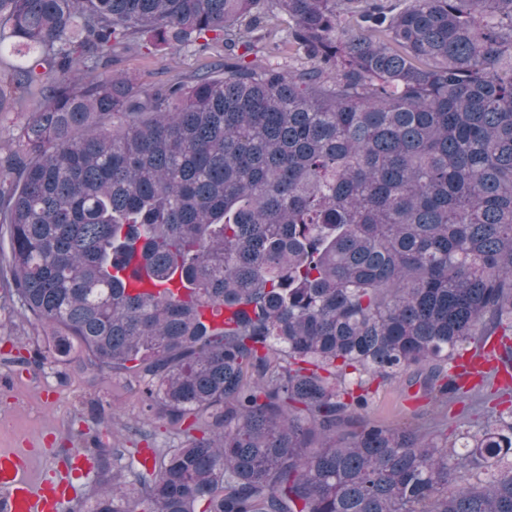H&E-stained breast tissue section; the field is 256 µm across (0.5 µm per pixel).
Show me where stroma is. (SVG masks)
Returning <instances> with one entry per match:
<instances>
[{"mask_svg": "<svg viewBox=\"0 0 512 512\" xmlns=\"http://www.w3.org/2000/svg\"><path fill=\"white\" fill-rule=\"evenodd\" d=\"M210 54H127L112 64L151 86L180 76L186 79ZM11 303L0 297V322L12 321L15 340L0 343V448H26L37 478L67 481L85 495L96 478L93 464L66 465V453L84 452L92 435L111 432L127 448H173L179 443L167 426L150 418L141 403L140 384L129 376L83 373L73 367L40 363L34 351L42 339L28 322L10 316ZM425 406L406 387H379L368 415L383 424L417 423Z\"/></svg>", "mask_w": 512, "mask_h": 512, "instance_id": "35a3bbf8", "label": "stroma"}]
</instances>
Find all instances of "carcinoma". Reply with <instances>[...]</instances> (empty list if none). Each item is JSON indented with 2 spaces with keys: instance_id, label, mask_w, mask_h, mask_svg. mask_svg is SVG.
<instances>
[{
  "instance_id": "1",
  "label": "carcinoma",
  "mask_w": 512,
  "mask_h": 512,
  "mask_svg": "<svg viewBox=\"0 0 512 512\" xmlns=\"http://www.w3.org/2000/svg\"><path fill=\"white\" fill-rule=\"evenodd\" d=\"M5 48L36 357L139 378L182 436H93L73 512H512L511 399L474 433L367 418L377 380L471 399L486 340L512 375V0H0ZM217 48L189 85L109 72Z\"/></svg>"
}]
</instances>
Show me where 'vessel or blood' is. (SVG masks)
I'll use <instances>...</instances> for the list:
<instances>
[{
	"label": "vessel or blood",
	"mask_w": 512,
	"mask_h": 512,
	"mask_svg": "<svg viewBox=\"0 0 512 512\" xmlns=\"http://www.w3.org/2000/svg\"><path fill=\"white\" fill-rule=\"evenodd\" d=\"M69 493L66 485L33 479L24 449L0 450V512H59Z\"/></svg>",
	"instance_id": "obj_1"
}]
</instances>
